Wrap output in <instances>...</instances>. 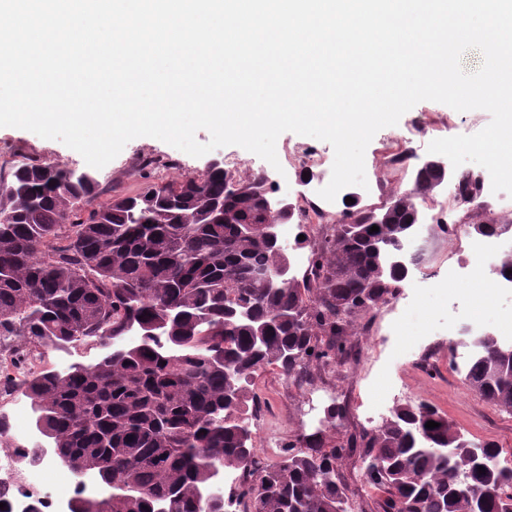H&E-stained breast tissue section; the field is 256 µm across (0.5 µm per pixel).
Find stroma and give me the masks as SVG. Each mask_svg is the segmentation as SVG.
Instances as JSON below:
<instances>
[{
    "instance_id": "35a3bbf8",
    "label": "stroma",
    "mask_w": 512,
    "mask_h": 512,
    "mask_svg": "<svg viewBox=\"0 0 512 512\" xmlns=\"http://www.w3.org/2000/svg\"><path fill=\"white\" fill-rule=\"evenodd\" d=\"M489 121V113L483 110L458 112L433 101L416 104L397 125L378 131L368 145L366 178L378 181L380 189L361 198V206L384 207L394 192L410 189L417 169L431 158L427 146L432 140L474 134ZM400 135L412 137V153L409 161L394 165L385 161L384 155L390 138ZM168 149L167 143L151 137L128 142L117 157L96 170L95 176L105 192L92 198L90 207L107 202L106 192L110 189L119 194H135L145 184L140 159L164 155ZM24 158L58 163L79 172L88 168L78 152L60 141L44 139L19 128L0 127V161L9 164ZM447 251L448 241L444 238L432 241L428 247L423 265L414 272L417 283L413 309L389 314L382 326L365 328L363 335L350 337V354L335 366L313 369L305 388L293 387L279 366L264 365L257 369L251 386L254 398L265 405L281 439L302 432L312 433L306 416L305 392L331 389L348 396L338 406L340 417L330 433L331 442L343 443L370 432L366 417L371 400H390L401 395L408 400L429 403L462 428L474 443H493L502 454L512 456V414L500 411L465 384L449 353L448 340L449 325L489 324L512 314V291L497 295L481 293L473 283L466 282L461 284L456 298L440 294L429 286L427 278L438 272L439 259ZM420 330L426 331L433 345L431 362L410 358L397 364L390 362L392 351L417 343L416 333ZM365 467L358 451L340 466L346 495L356 503L358 512H382L385 495L367 483Z\"/></svg>"
}]
</instances>
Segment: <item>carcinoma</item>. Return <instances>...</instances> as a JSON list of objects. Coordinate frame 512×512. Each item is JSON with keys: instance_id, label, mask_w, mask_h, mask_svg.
Here are the masks:
<instances>
[{"instance_id": "obj_1", "label": "carcinoma", "mask_w": 512, "mask_h": 512, "mask_svg": "<svg viewBox=\"0 0 512 512\" xmlns=\"http://www.w3.org/2000/svg\"><path fill=\"white\" fill-rule=\"evenodd\" d=\"M417 175L419 192L442 180L433 169ZM98 187L92 174L54 163L21 162L11 180L0 177V338L25 337L23 350L88 341L108 350L83 375L29 378L26 396L42 405L55 454L87 453L108 476L140 487L134 499L112 489L105 512H207L199 487L217 462L249 476L235 488L249 512H338L346 494L337 471L354 443L325 450L336 408L268 466L255 454L250 386L262 365L307 377L346 356L359 320L388 304L402 279L386 253L402 241L408 209L372 233L376 210L347 205L314 242L308 271L280 277L289 257L265 228L275 209L293 205L272 203L265 177L245 180L221 162L83 211ZM466 219L480 236L504 228L484 206ZM259 268L272 280L256 278ZM155 321L166 322V335L112 349ZM174 341L190 346L169 360ZM471 348L464 381L512 414V357ZM362 442L367 479L386 494L383 512H512V473L491 461L495 447L478 448L479 472L462 429L423 401L395 406ZM463 475L466 493L456 482Z\"/></svg>"}]
</instances>
